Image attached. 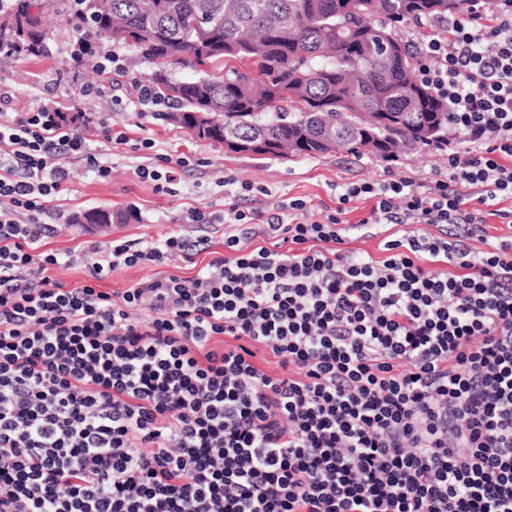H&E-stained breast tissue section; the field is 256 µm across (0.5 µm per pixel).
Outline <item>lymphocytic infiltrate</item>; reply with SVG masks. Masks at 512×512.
I'll use <instances>...</instances> for the list:
<instances>
[{
    "mask_svg": "<svg viewBox=\"0 0 512 512\" xmlns=\"http://www.w3.org/2000/svg\"><path fill=\"white\" fill-rule=\"evenodd\" d=\"M414 56L464 145L446 176L347 184L323 221L231 206L193 279L115 294L95 281L208 240H116L89 282L51 277L42 217L98 154L57 112L0 108V512H512V236L486 230L512 198V0H468ZM360 198L363 225L442 232L355 255ZM258 221L287 251L246 247ZM349 206L351 208L342 216L343 223L341 225L346 228V231L344 233L345 243L341 247L344 250L352 251L356 255H370L374 259L384 258V239L392 234L399 236L417 233L439 234L438 228L433 224H399L397 226H385V224H382L383 226H377L373 233L367 234L348 230L349 228H354L361 219L368 215L372 202L360 199L352 202Z\"/></svg>",
    "mask_w": 512,
    "mask_h": 512,
    "instance_id": "f902f5d3",
    "label": "lymphocytic infiltrate"
}]
</instances>
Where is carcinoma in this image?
<instances>
[{"label":"carcinoma","mask_w":512,"mask_h":512,"mask_svg":"<svg viewBox=\"0 0 512 512\" xmlns=\"http://www.w3.org/2000/svg\"><path fill=\"white\" fill-rule=\"evenodd\" d=\"M84 43L140 47L150 82L173 103L178 124L224 142V127L264 155L314 157L338 148L388 161L423 146H448V104L412 75L410 46L388 22L418 26L465 11V0H88ZM0 58L40 57L46 32L17 9ZM196 73L170 76L173 67ZM208 109L214 131L188 122ZM98 211L76 222L122 224Z\"/></svg>","instance_id":"carcinoma-1"}]
</instances>
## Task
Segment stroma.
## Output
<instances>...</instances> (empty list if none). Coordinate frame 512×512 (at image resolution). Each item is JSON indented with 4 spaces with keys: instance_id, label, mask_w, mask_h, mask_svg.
I'll return each mask as SVG.
<instances>
[{
    "instance_id": "1",
    "label": "stroma",
    "mask_w": 512,
    "mask_h": 512,
    "mask_svg": "<svg viewBox=\"0 0 512 512\" xmlns=\"http://www.w3.org/2000/svg\"><path fill=\"white\" fill-rule=\"evenodd\" d=\"M46 24V56L0 60V96H8L14 117H24L40 108L80 112L84 115L80 127L92 143H99L108 129L128 138L127 143L101 153L99 161L108 168V175H100L78 160L68 162V190L56 210L44 218L45 223L55 225L56 231L42 241L40 249L59 254L62 263L51 273L68 285L87 279L93 249L107 251L113 240H143L158 246L177 231L192 241L208 236L211 251L220 252L224 249V213L232 204L270 214L300 198L310 205L313 219L322 221L335 210L336 196L345 184L404 178L425 186L447 175L448 152L461 147L454 137L448 148L416 151L396 161L354 155L343 149L291 159L235 153L223 144L195 138L169 123L163 113L144 111L126 102L134 84L153 72L141 50L117 45L121 72L112 87L98 94L94 88L104 85L105 79L99 75L95 60L79 62L74 58L80 41L76 19L64 12L48 16ZM145 138L154 141L153 150L139 148V141ZM162 155L188 160L166 192L137 174L138 168L158 167ZM245 183L252 185V192L242 191ZM371 206L368 200L354 201L342 217L344 247L357 255L381 259L386 237L437 231L431 224L383 225L367 234L357 231V224ZM97 207L125 211L130 218L127 223L97 231L72 223V216ZM195 212L205 214L206 224L191 222ZM210 253H199L190 262L177 258L162 264L122 266L98 281L97 286L113 293L142 280L171 274L190 278L210 261Z\"/></svg>"
}]
</instances>
